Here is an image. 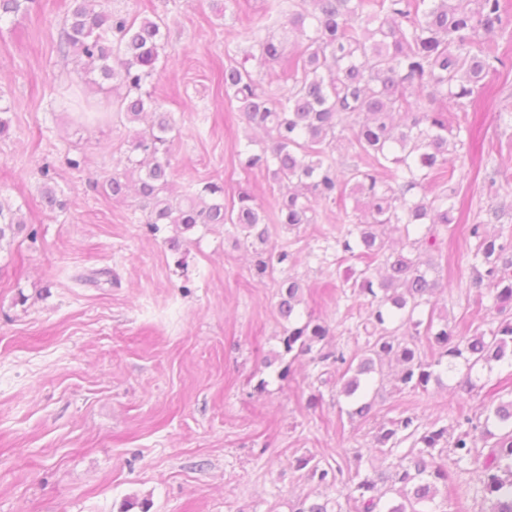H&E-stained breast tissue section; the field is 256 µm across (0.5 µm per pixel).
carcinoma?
Returning <instances> with one entry per match:
<instances>
[{
	"label": "carcinoma",
	"mask_w": 512,
	"mask_h": 512,
	"mask_svg": "<svg viewBox=\"0 0 512 512\" xmlns=\"http://www.w3.org/2000/svg\"><path fill=\"white\" fill-rule=\"evenodd\" d=\"M95 2L72 0L60 51L85 72H99V91L112 83V107L127 122L152 115L151 125L130 144L128 167L107 181L109 194L123 198L135 182L136 195L148 208V231L170 227L172 250L199 225H233L242 244L253 249L254 275L273 277L276 266L288 262V250L269 246V224L249 190H240L229 207L224 187L214 183L173 194L169 153L176 123L168 112L150 111L151 96L143 91L157 71L161 23L97 11ZM36 4L0 0V19L26 14ZM277 7L280 14L288 12V41L295 53L287 58L283 41L258 30L251 34L262 57L286 59L282 78L288 86L278 95L260 93L245 66L224 68V91L232 93L237 111L247 125L268 135L260 151L252 150L250 140L239 155L245 168L264 170L275 183L288 184L273 223H315L312 198L339 207L353 227L338 229L336 247L364 261L357 275H348L351 287L375 302L368 318L372 340L359 359L341 351L316 353L314 347L330 335L329 326L299 314L302 280L276 282V313L285 322L283 353L295 359L311 354L335 364L338 395L348 401L352 418L370 416L374 401L368 395L387 361L398 366L397 382L423 391L431 380H440L436 367L443 364L444 372L453 373L462 364L466 372L459 386L472 389L474 370L512 358V319L487 332L460 335L446 317L436 315L442 285L427 250L437 244L438 228L460 223L457 190H438L436 182L453 179L458 149L465 145L461 133L472 136L471 128L452 125L453 113L468 111L485 79L503 65L488 35L512 25L508 0H288V7ZM347 130L358 162L344 172L330 146ZM504 208L489 206L468 227L475 240L472 285L492 294L499 313L512 308V239L488 225ZM386 225L411 240L410 251L392 248L382 232ZM422 225L423 236L411 238ZM25 228L20 210L0 200V243ZM397 322L427 336L439 358L422 359L415 345L398 336ZM466 423L467 429L457 421L422 431L409 415L382 423L376 442L392 461L365 476L357 471L346 481L339 466L301 458L297 467L309 468L311 478L354 502L357 512H424L421 506L434 502L438 484L448 480L451 453L461 474L478 466L474 498L489 503V512H512V399L499 401L484 420ZM410 438L413 445L398 451ZM480 441L489 448L484 455L477 451ZM295 512H341V505L306 498Z\"/></svg>",
	"instance_id": "carcinoma-1"
}]
</instances>
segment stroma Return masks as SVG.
<instances>
[{"label":"stroma","mask_w":512,"mask_h":512,"mask_svg":"<svg viewBox=\"0 0 512 512\" xmlns=\"http://www.w3.org/2000/svg\"><path fill=\"white\" fill-rule=\"evenodd\" d=\"M102 2L165 23L145 89L180 131L170 153L175 191L217 182L229 201L247 186L273 214L282 190L240 164L250 130L224 93V68L245 63L264 91L280 93L282 63L261 60L247 33L268 24L283 33L287 17H270L271 0ZM69 9L70 0H40L0 20V106L10 119L0 200L20 208L27 228L0 245V512H120L129 498L148 500L149 512H293L303 498L335 496L297 459L366 471L381 463L379 423L410 415L441 426L512 398L505 361L479 371L471 391L453 376L424 391L384 380L371 417L353 420L325 365L271 362L282 333L275 283L290 275L305 285L302 312L329 325V346L349 358L366 347L370 299L344 282L360 263L337 258L336 206L316 200L315 223L272 225L271 244L290 257L264 281L229 224L197 227L171 251L170 230L149 234L139 201L104 188L123 170L136 125L108 114L87 121L60 105L75 89L103 99L57 49ZM495 38L504 65L458 115L478 140L457 170L461 222L440 231L432 251L437 309L468 336L502 316L470 286L466 226L505 202L494 229L512 235V129L496 121L512 107V27ZM47 183L64 208L45 206ZM99 269L110 283H87Z\"/></svg>","instance_id":"stroma-1"}]
</instances>
